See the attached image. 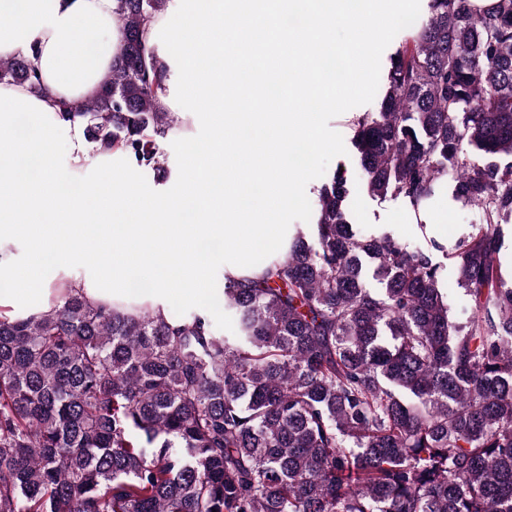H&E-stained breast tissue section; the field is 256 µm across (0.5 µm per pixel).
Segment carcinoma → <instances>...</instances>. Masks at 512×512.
Instances as JSON below:
<instances>
[{"mask_svg":"<svg viewBox=\"0 0 512 512\" xmlns=\"http://www.w3.org/2000/svg\"><path fill=\"white\" fill-rule=\"evenodd\" d=\"M168 3L117 0L101 92L57 113L141 167L182 126L145 38ZM399 28L379 108L347 123L361 188L420 225L451 172L484 223L450 247L364 231L340 164L288 250L213 303L64 293L0 314V512H512V0H427ZM33 71L0 60V81L42 92Z\"/></svg>","mask_w":512,"mask_h":512,"instance_id":"1","label":"carcinoma"}]
</instances>
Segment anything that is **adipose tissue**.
I'll use <instances>...</instances> for the list:
<instances>
[{"label":"adipose tissue","mask_w":512,"mask_h":512,"mask_svg":"<svg viewBox=\"0 0 512 512\" xmlns=\"http://www.w3.org/2000/svg\"><path fill=\"white\" fill-rule=\"evenodd\" d=\"M0 0V59L24 58L41 73L45 93L0 83V308L27 317L47 311L57 300L55 279L68 281L88 300L108 305L126 282L154 286L153 302L164 299L171 283L197 288L211 281L208 264L194 257L198 240L215 235L232 244L224 272L235 278L254 273L258 251L288 247L291 200L288 174L293 137L319 139L320 126L296 112V103L317 98L335 104V85L312 60L325 52L353 61L355 27L375 13L379 0H361L352 14L347 0H188L185 20L195 31L186 46L168 13L157 14L148 40L171 67L169 90L160 105L180 111V93L203 91L219 118L216 134L181 176L172 193L146 181L137 165L119 152L107 153L87 142L80 125L59 121V103L78 106L98 95L120 43L116 0ZM307 15L304 27L283 37L275 19L292 8ZM354 28L340 41L327 33L337 19ZM90 42L77 39L79 30ZM251 46L245 65L215 76L214 62L225 50ZM288 80L287 103L279 112H227L220 84L260 90L278 77ZM29 124L26 138L15 139L18 116ZM241 131L235 153L224 143ZM66 141L70 160L58 167L50 151ZM145 209L153 221L130 224L127 214ZM25 254L18 263L17 254ZM52 257L56 277L39 269Z\"/></svg>","instance_id":"obj_1"}]
</instances>
